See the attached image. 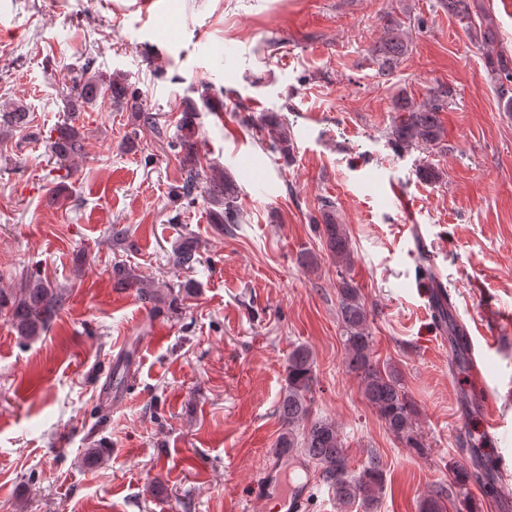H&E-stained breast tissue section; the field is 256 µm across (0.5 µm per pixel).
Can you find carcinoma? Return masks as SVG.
Listing matches in <instances>:
<instances>
[{
	"mask_svg": "<svg viewBox=\"0 0 512 512\" xmlns=\"http://www.w3.org/2000/svg\"><path fill=\"white\" fill-rule=\"evenodd\" d=\"M448 12L460 17L466 23V30L474 44L485 50L487 79L505 99V108L512 112V59L496 49L500 44L498 28L489 14L484 0H445ZM406 43L401 25L388 21V37L375 50L380 71L392 68L404 53ZM93 61L87 60L82 66L85 74L75 88L74 96L68 101L71 112L93 106L107 99L118 112L127 111L133 117L134 125L160 130L156 114L142 103L140 96L129 91L126 79L120 74L105 78L92 72ZM447 104V94L440 91L422 102L407 97L397 105L401 115L395 117L388 128V139L399 147L437 146L444 141V128L438 113ZM196 109L190 107L183 113L169 146L178 151L182 163V182L171 194L175 199L195 202L198 190H203L210 209V221L219 225H234L243 222L238 208L239 187L224 171L210 168L205 172L198 157V143L202 131L196 123ZM0 121L15 129H25L32 122L28 109L15 105L3 110ZM267 138L263 139L266 149L283 159L294 151V142L288 130L279 125L274 117L266 119ZM46 143L53 156L59 161V168L65 169L66 176L72 172L65 161L84 150L83 136L72 125H63L50 130ZM323 214V234L328 250L340 265L337 270L338 318L342 328L345 348V368L358 381L361 394L367 404L384 422L385 427L406 448L418 451L425 449L418 425L417 409L405 390L398 371L389 364H380L375 358L369 325V311L359 288L353 284L349 271L353 255L345 225L336 223L332 210L334 205L327 201ZM173 267L192 269L200 262L196 241L185 238L176 244L169 257ZM112 275L119 285L138 286L144 299L159 302L155 293L142 283L141 276L130 266L115 265ZM67 289L56 288L41 275L29 272L24 275L22 287L15 293L0 290V313L9 314L10 321L18 335L35 338L41 335L54 317L64 307ZM434 318L448 328L451 346L450 366L461 368L469 360V345L465 342L464 327L456 319V309L447 292L440 291L431 299ZM287 377L284 393L280 398L278 412L284 426L276 448L290 459L304 457L321 468L323 481L334 491L341 505L357 503L364 512H370L378 501L384 487V463L372 453L362 470L350 469L349 458L344 448L341 433L335 421L311 414L310 393L314 384V357L305 346L296 347L288 356ZM483 435L470 438V466H454L459 490H466L470 476L483 479V486L494 485V472L488 468L489 457L483 452ZM446 486L439 484L420 504V512H446Z\"/></svg>",
	"mask_w": 512,
	"mask_h": 512,
	"instance_id": "cac0c4a2",
	"label": "carcinoma"
}]
</instances>
